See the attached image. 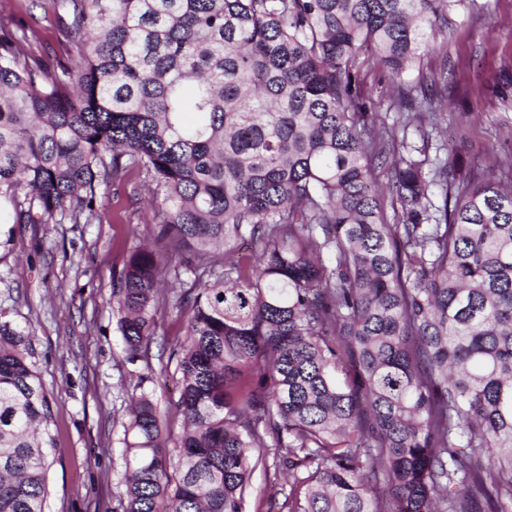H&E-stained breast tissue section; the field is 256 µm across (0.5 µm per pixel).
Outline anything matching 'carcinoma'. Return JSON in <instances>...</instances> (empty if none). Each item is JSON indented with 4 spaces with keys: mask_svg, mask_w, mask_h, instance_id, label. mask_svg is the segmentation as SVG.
I'll list each match as a JSON object with an SVG mask.
<instances>
[{
    "mask_svg": "<svg viewBox=\"0 0 512 512\" xmlns=\"http://www.w3.org/2000/svg\"><path fill=\"white\" fill-rule=\"evenodd\" d=\"M56 4L55 65L17 49L25 31L0 37L3 219L100 222L101 187L144 175L176 248L136 246L112 277L126 361L148 362L159 309L186 317L182 430L169 449L137 385L123 512H247L270 456L288 512H381L379 483L387 512H512V167L401 154L359 79L370 61L400 82L448 0ZM394 105L407 126L412 101ZM33 355L0 320V512H46Z\"/></svg>",
    "mask_w": 512,
    "mask_h": 512,
    "instance_id": "carcinoma-1",
    "label": "carcinoma"
}]
</instances>
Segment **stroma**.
Here are the masks:
<instances>
[{"mask_svg":"<svg viewBox=\"0 0 512 512\" xmlns=\"http://www.w3.org/2000/svg\"><path fill=\"white\" fill-rule=\"evenodd\" d=\"M0 28L33 27L24 52L53 61L64 52L61 23L50 0H1ZM447 71V118L438 138L464 161L494 172L512 164V0H454L448 35L408 73L405 87L421 100L420 73ZM375 112L374 130L393 128L395 138L419 144V122L393 127L397 92L383 72L362 68ZM106 218L95 224H17L0 236V319L28 329L33 361L49 393L48 512H122L118 490L125 471L123 425L127 393L135 384L152 392L174 417L177 373L168 358L185 333V319L172 308L157 312L149 363L125 360L112 308V274L128 250L154 236L142 177L102 194Z\"/></svg>","mask_w":512,"mask_h":512,"instance_id":"obj_1","label":"stroma"}]
</instances>
